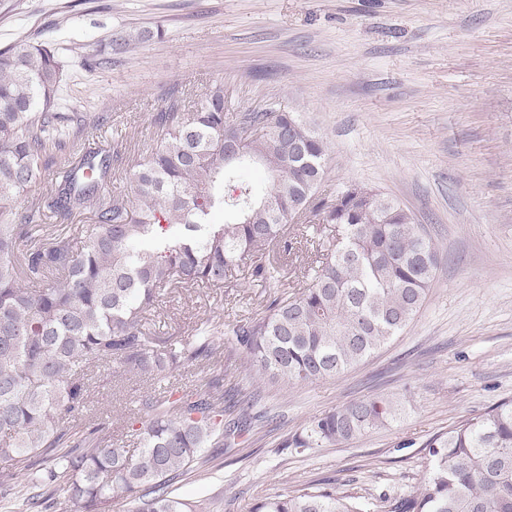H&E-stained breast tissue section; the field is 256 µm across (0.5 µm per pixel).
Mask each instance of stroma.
<instances>
[{
    "label": "stroma",
    "mask_w": 512,
    "mask_h": 512,
    "mask_svg": "<svg viewBox=\"0 0 512 512\" xmlns=\"http://www.w3.org/2000/svg\"><path fill=\"white\" fill-rule=\"evenodd\" d=\"M163 29L122 64L95 62L111 39ZM58 48L70 112H107L127 160L143 158L167 94L198 100L213 81L240 108L276 97L329 145L324 186L355 182L399 201L443 260L414 320L358 365L312 383L274 381L219 361L277 428L212 449L207 476L175 483L218 512L307 485L354 498L412 493L425 445L512 399V0H0V49ZM254 283L165 297L150 330L192 335L220 313L265 314ZM151 385L99 371L90 418L122 430ZM371 394L401 399L388 426L309 455L283 447L311 416Z\"/></svg>",
    "instance_id": "1"
}]
</instances>
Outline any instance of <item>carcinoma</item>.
Here are the masks:
<instances>
[{"label": "carcinoma", "mask_w": 512, "mask_h": 512, "mask_svg": "<svg viewBox=\"0 0 512 512\" xmlns=\"http://www.w3.org/2000/svg\"><path fill=\"white\" fill-rule=\"evenodd\" d=\"M144 31L110 44L103 64L123 61ZM64 64L48 44L0 49V211L46 182L17 223H0V496L21 512L64 485L83 512H110L124 495L135 512H207L173 494L172 483L208 463L204 449L231 446L251 431L254 404L224 376L192 391L147 392L126 428L112 434L90 419V373L160 381L213 360L247 363L273 379L312 382L358 364L420 311L440 257L397 200L357 183L321 191L327 141L278 100L241 111L216 82L186 110L169 92L154 114L155 146L129 164L119 150L69 146L109 124L105 112H58ZM245 155L224 157V141ZM262 167L270 186L237 181ZM126 193H112V171ZM230 215L212 222L215 211ZM92 214L89 224L47 223ZM306 238L303 278L282 287L266 262ZM247 276L274 291L268 312L247 320L207 319L177 339L147 331L165 292L233 287ZM398 401L370 395L311 417L284 442L308 455L384 427ZM422 478L401 498L311 491L274 492L252 512H512V400L464 419L426 444Z\"/></svg>", "instance_id": "obj_1"}]
</instances>
